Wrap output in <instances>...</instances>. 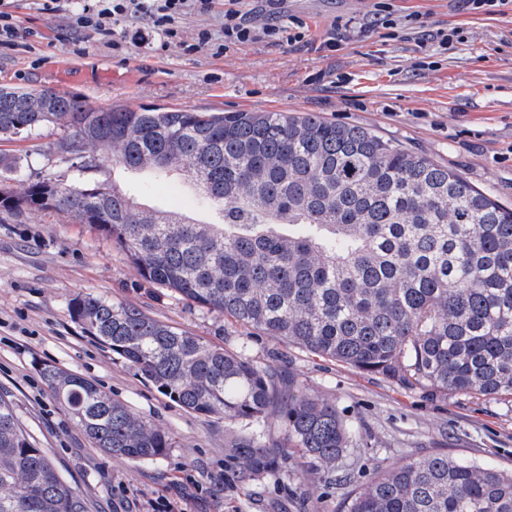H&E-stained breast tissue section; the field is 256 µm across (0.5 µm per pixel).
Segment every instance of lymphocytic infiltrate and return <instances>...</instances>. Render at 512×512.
<instances>
[{"mask_svg":"<svg viewBox=\"0 0 512 512\" xmlns=\"http://www.w3.org/2000/svg\"><path fill=\"white\" fill-rule=\"evenodd\" d=\"M77 7L66 16V28L71 32L91 31L112 34L115 25L141 18L148 20L160 47H180L192 53L210 48L214 55L227 54L237 46L265 40L277 45L304 42L308 25L299 16H283L282 0H264L261 12L231 8L224 12L221 35L210 29H199L194 41L183 39L181 21L189 13L206 14L211 0H75Z\"/></svg>","mask_w":512,"mask_h":512,"instance_id":"lymphocytic-infiltrate-1","label":"lymphocytic infiltrate"}]
</instances>
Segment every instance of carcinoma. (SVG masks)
Masks as SVG:
<instances>
[{
  "label": "carcinoma",
  "mask_w": 512,
  "mask_h": 512,
  "mask_svg": "<svg viewBox=\"0 0 512 512\" xmlns=\"http://www.w3.org/2000/svg\"><path fill=\"white\" fill-rule=\"evenodd\" d=\"M58 125L53 176L0 188V220L52 211L112 241L141 277L217 316L429 397L512 393V208L457 172L314 112L97 108L57 91L0 87V139ZM85 159L99 162L90 172ZM174 168L209 195L220 224L143 209L111 179ZM72 318L183 409L237 427L242 479L336 475L356 425L245 350L228 351L138 307L89 294ZM94 447L156 460L172 438L93 382L41 368ZM283 437L266 440L269 419ZM0 512H88L0 397ZM342 512H512V473L424 457L376 472Z\"/></svg>",
  "instance_id": "cac0c4a2"
}]
</instances>
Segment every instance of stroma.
Masks as SVG:
<instances>
[{
	"label": "stroma",
	"mask_w": 512,
	"mask_h": 512,
	"mask_svg": "<svg viewBox=\"0 0 512 512\" xmlns=\"http://www.w3.org/2000/svg\"><path fill=\"white\" fill-rule=\"evenodd\" d=\"M42 2L15 0L14 15L33 34L0 49V86L70 92L95 107L314 112L372 128L512 207V2L489 16L464 0H390L398 16L420 13L433 29H464V41L425 49L410 27L363 28L344 33L339 50L323 52L319 45L336 21H362L372 0H285V14L308 23V43L257 41L223 56L206 47L191 55L176 46L154 50L144 21L126 28L118 50L111 38L90 31L66 36L62 13L42 10ZM63 135L50 126L0 141V157L23 161L11 188L54 171ZM119 182L149 203L197 209L166 179ZM79 293L135 305L227 350H246L258 365L335 403L358 427L359 447L342 463L348 481H308L293 448L282 479H238L223 420L184 410L82 329L68 310ZM46 364L98 384L168 433L173 448L141 462L103 454L47 388L40 373ZM0 395L90 512H144L146 501L161 494L182 498L186 512H341L352 486L375 471L433 454L512 472V394L427 397L272 339L147 283L90 225L51 211L0 222ZM184 469L206 486L205 494L177 487Z\"/></svg>",
	"instance_id": "obj_1"
}]
</instances>
